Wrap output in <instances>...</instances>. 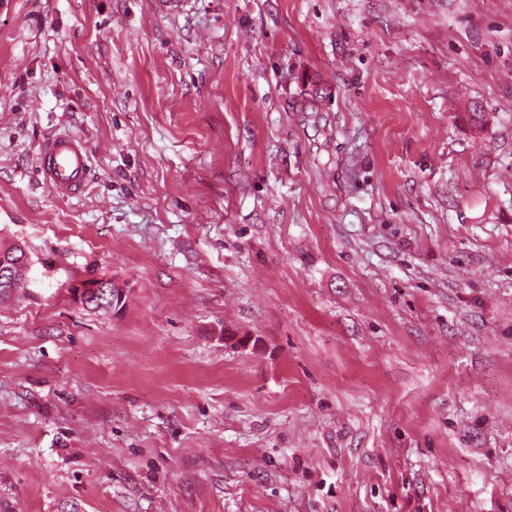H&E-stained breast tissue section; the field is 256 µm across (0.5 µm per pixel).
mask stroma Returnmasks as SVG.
I'll list each match as a JSON object with an SVG mask.
<instances>
[{
    "label": "stroma",
    "instance_id": "1",
    "mask_svg": "<svg viewBox=\"0 0 512 512\" xmlns=\"http://www.w3.org/2000/svg\"><path fill=\"white\" fill-rule=\"evenodd\" d=\"M0 238V512H512V0H0ZM90 168V158L82 143L68 135L48 139L39 151V174L54 196L80 194ZM1 253L8 254L12 258L4 256ZM0 254V282H2L0 285L8 287V281L12 274H14V277L16 271L18 273H25L27 270L26 264L23 260L20 262L14 261L15 258H23L25 256V251L19 244H11L9 246L0 245ZM26 278L27 275L24 277L23 274H19L13 279L12 284L8 288H0V302L10 299L15 289Z\"/></svg>",
    "mask_w": 512,
    "mask_h": 512
}]
</instances>
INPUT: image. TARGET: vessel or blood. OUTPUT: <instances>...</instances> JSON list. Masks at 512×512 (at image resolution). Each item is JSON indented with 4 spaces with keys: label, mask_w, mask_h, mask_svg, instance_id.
Wrapping results in <instances>:
<instances>
[{
    "label": "vessel or blood",
    "mask_w": 512,
    "mask_h": 512,
    "mask_svg": "<svg viewBox=\"0 0 512 512\" xmlns=\"http://www.w3.org/2000/svg\"><path fill=\"white\" fill-rule=\"evenodd\" d=\"M90 168L82 143L68 135L48 139L39 151V174L46 189L55 196L80 194Z\"/></svg>",
    "instance_id": "b4317fda"
}]
</instances>
